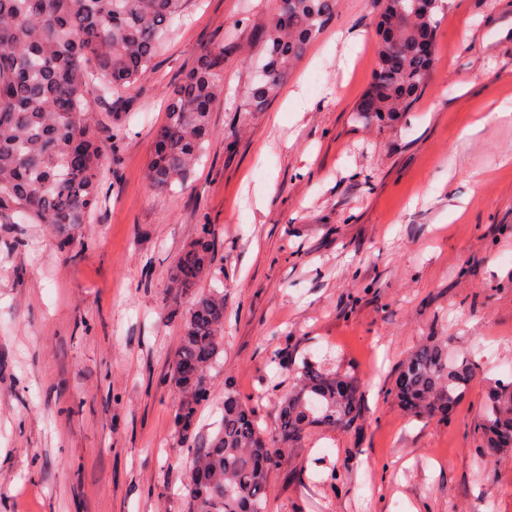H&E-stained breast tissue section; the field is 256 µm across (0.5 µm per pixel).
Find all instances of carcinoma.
<instances>
[{"label": "carcinoma", "instance_id": "obj_1", "mask_svg": "<svg viewBox=\"0 0 512 512\" xmlns=\"http://www.w3.org/2000/svg\"><path fill=\"white\" fill-rule=\"evenodd\" d=\"M186 0H0V222L88 223L102 202L103 145L91 122L90 84L111 91L146 78ZM375 67L355 111L395 117L425 91L435 62L444 0H380ZM265 31L266 58L242 112H261L276 97L310 45L336 16V0H280ZM224 97V46L202 51L168 96L155 134L147 179L169 193L183 186L210 136V114ZM215 238L208 225L180 254L174 280L189 291L212 272ZM224 292L194 295L181 322L169 382L177 390L175 423L190 457L186 512H267L272 472L312 428L352 429L362 418L358 381L304 360L282 400L276 427L261 429L230 389L224 417L207 446L196 448V418L209 390V369L224 351ZM467 354L449 357L441 342L418 347L401 364L396 399L415 418L446 414L477 377ZM480 455L512 448V381L488 391L477 426Z\"/></svg>", "mask_w": 512, "mask_h": 512}]
</instances>
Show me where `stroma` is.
Listing matches in <instances>:
<instances>
[{"label": "stroma", "instance_id": "obj_1", "mask_svg": "<svg viewBox=\"0 0 512 512\" xmlns=\"http://www.w3.org/2000/svg\"><path fill=\"white\" fill-rule=\"evenodd\" d=\"M277 8L188 0L147 78L118 98L92 89L110 152L91 222L0 223V512H184L166 373L192 296L171 272L203 224L218 249L197 289L224 293V351L196 447L228 388L275 427L283 351L358 377L364 418L289 449L268 512H512V451L482 462L476 431L512 376V0H446L428 86L394 120L355 111L379 0H337L268 108L238 111ZM218 44L205 154L182 192L154 193L168 94ZM433 338L479 373L447 417L413 419L389 391Z\"/></svg>", "mask_w": 512, "mask_h": 512}]
</instances>
